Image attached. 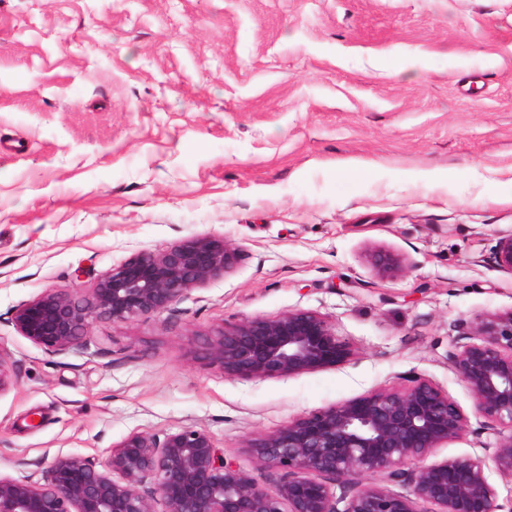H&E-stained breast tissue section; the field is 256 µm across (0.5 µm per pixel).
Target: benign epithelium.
<instances>
[{
    "instance_id": "obj_1",
    "label": "benign epithelium",
    "mask_w": 512,
    "mask_h": 512,
    "mask_svg": "<svg viewBox=\"0 0 512 512\" xmlns=\"http://www.w3.org/2000/svg\"><path fill=\"white\" fill-rule=\"evenodd\" d=\"M236 249L197 237L162 252L140 251L97 275L92 288H47L17 307L11 323L48 354L84 349L104 321L126 322L172 310L192 290L230 270ZM498 265L512 272V235L496 245ZM381 277L402 270L386 250L370 254ZM479 342L453 354L476 411L511 430L495 450L498 469L512 476V309L473 326ZM348 356L333 328L317 313L296 310L220 326L204 358L231 377H286L335 364ZM19 375L0 352V392ZM467 419L448 394L426 380L405 390L332 406L253 439L258 466L282 471L261 485L220 451L204 429L158 435L134 432L109 449L104 464L79 454L56 457L43 481L0 476V512H499L483 460L470 456L420 464L433 448L462 433ZM413 463L409 471L404 466ZM352 489L337 508L327 481ZM411 485L395 493L386 483ZM165 510H158V506Z\"/></svg>"
}]
</instances>
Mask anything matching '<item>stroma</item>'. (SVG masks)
I'll return each mask as SVG.
<instances>
[{"label": "stroma", "instance_id": "1", "mask_svg": "<svg viewBox=\"0 0 512 512\" xmlns=\"http://www.w3.org/2000/svg\"><path fill=\"white\" fill-rule=\"evenodd\" d=\"M510 234L512 0H0V351L20 376L0 392V475L192 426L271 487L254 437L421 378L467 417L426 464L481 458L512 512L504 430L452 362L512 309L493 253ZM194 237L237 260L173 311L97 323L65 355L11 323ZM379 249L403 272L377 276ZM295 310L350 359L266 379L201 359L218 326Z\"/></svg>", "mask_w": 512, "mask_h": 512}]
</instances>
